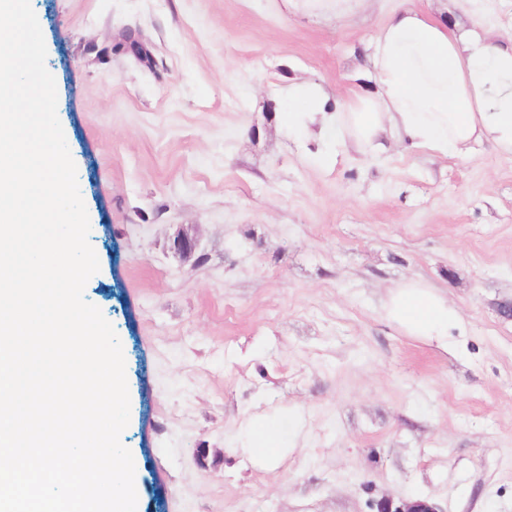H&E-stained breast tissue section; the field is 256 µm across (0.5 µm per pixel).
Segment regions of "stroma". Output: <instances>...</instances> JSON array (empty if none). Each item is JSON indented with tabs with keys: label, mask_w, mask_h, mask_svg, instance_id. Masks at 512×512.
<instances>
[{
	"label": "stroma",
	"mask_w": 512,
	"mask_h": 512,
	"mask_svg": "<svg viewBox=\"0 0 512 512\" xmlns=\"http://www.w3.org/2000/svg\"><path fill=\"white\" fill-rule=\"evenodd\" d=\"M396 2L342 23L30 0L99 259L84 298L125 357L137 512H512V155L326 157L281 115L289 77L344 93ZM131 29L152 66L120 51ZM411 278L460 311L444 341L385 317ZM257 417L289 421L277 466L245 449ZM370 512H443L438 506L427 499H397L383 497L371 504Z\"/></svg>",
	"instance_id": "1"
}]
</instances>
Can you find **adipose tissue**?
<instances>
[{
    "label": "adipose tissue",
    "mask_w": 512,
    "mask_h": 512,
    "mask_svg": "<svg viewBox=\"0 0 512 512\" xmlns=\"http://www.w3.org/2000/svg\"><path fill=\"white\" fill-rule=\"evenodd\" d=\"M375 0H288L299 15L353 19ZM367 65L357 71L343 103L325 108L322 86L288 82V131L321 139L336 132L337 147L379 155L396 146L466 157L493 143L512 154V36L495 34L476 19L452 20L447 7L427 12L400 0L367 41ZM387 317L416 336L447 335L460 315L425 282L396 286ZM247 450L261 464L284 453L278 425L258 419Z\"/></svg>",
    "instance_id": "ef3b65f1"
}]
</instances>
